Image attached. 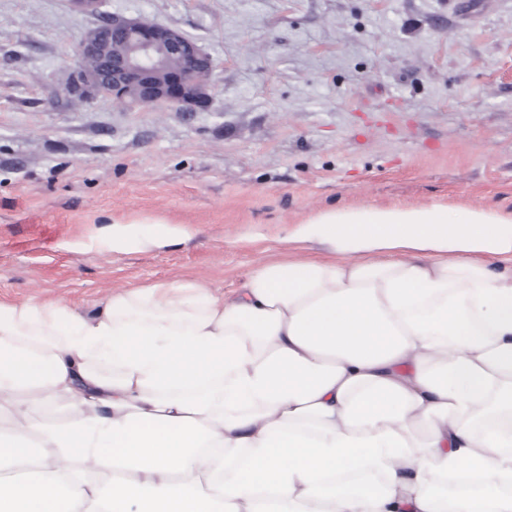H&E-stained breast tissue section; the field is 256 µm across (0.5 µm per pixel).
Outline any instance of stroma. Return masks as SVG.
<instances>
[{
    "label": "stroma",
    "instance_id": "obj_1",
    "mask_svg": "<svg viewBox=\"0 0 512 512\" xmlns=\"http://www.w3.org/2000/svg\"><path fill=\"white\" fill-rule=\"evenodd\" d=\"M213 60L212 102L121 107L67 84L103 17ZM512 214V0H0V300L94 313L131 283L228 294L328 210ZM116 220L187 224L166 249L83 251Z\"/></svg>",
    "mask_w": 512,
    "mask_h": 512
}]
</instances>
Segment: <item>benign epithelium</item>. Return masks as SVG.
Here are the masks:
<instances>
[{
	"mask_svg": "<svg viewBox=\"0 0 512 512\" xmlns=\"http://www.w3.org/2000/svg\"><path fill=\"white\" fill-rule=\"evenodd\" d=\"M72 90L104 94L117 105L170 104L189 112L211 100V58L177 30L114 17L79 42ZM178 56L182 69L169 67Z\"/></svg>",
	"mask_w": 512,
	"mask_h": 512,
	"instance_id": "benign-epithelium-1",
	"label": "benign epithelium"
}]
</instances>
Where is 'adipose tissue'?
Masks as SVG:
<instances>
[{
  "label": "adipose tissue",
  "instance_id": "ef3b65f1",
  "mask_svg": "<svg viewBox=\"0 0 512 512\" xmlns=\"http://www.w3.org/2000/svg\"><path fill=\"white\" fill-rule=\"evenodd\" d=\"M115 221L83 249L163 250ZM325 259L0 302V512H512V215L329 211ZM340 260H333V253Z\"/></svg>",
  "mask_w": 512,
  "mask_h": 512
}]
</instances>
